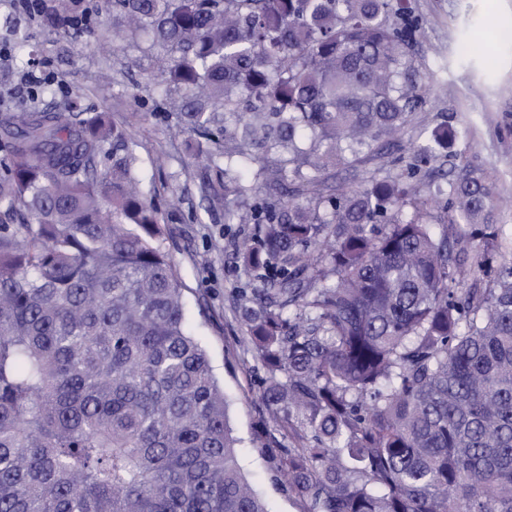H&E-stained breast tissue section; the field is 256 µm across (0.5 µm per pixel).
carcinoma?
I'll use <instances>...</instances> for the list:
<instances>
[{"label":"carcinoma","instance_id":"carcinoma-1","mask_svg":"<svg viewBox=\"0 0 512 512\" xmlns=\"http://www.w3.org/2000/svg\"><path fill=\"white\" fill-rule=\"evenodd\" d=\"M162 54L170 130L208 158L256 244L246 342L292 432L303 512H512V237L477 169L326 187L401 136L423 100L403 0H108ZM23 64L40 50L15 39ZM122 122L75 105L0 110V512H267L224 391L188 331L165 216ZM275 159L248 180L256 153ZM272 175L286 205L259 195Z\"/></svg>","mask_w":512,"mask_h":512}]
</instances>
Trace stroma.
Wrapping results in <instances>:
<instances>
[{
    "mask_svg": "<svg viewBox=\"0 0 512 512\" xmlns=\"http://www.w3.org/2000/svg\"><path fill=\"white\" fill-rule=\"evenodd\" d=\"M419 23L409 58L429 85L411 125L384 155L369 156L350 170L330 172V183L364 186L380 171L398 172L419 128L452 123L454 146L423 170L429 186H447L470 165L495 183L502 204L500 224H512V0H406ZM85 22L72 26L71 20ZM26 31L41 50L40 68L51 94L24 90L27 75L12 51L13 28ZM0 102L50 108L75 100L91 112L128 120L139 144L140 175L155 186L159 206L175 200L164 246L183 283L189 327L206 349L224 387L230 424L240 440L239 464L268 512H301L300 500L277 469L276 441L283 434L270 421L260 394L265 370L253 357L238 315V291L249 276L236 260L253 242L250 224L225 223L223 205L205 192L206 160L193 154L187 137L171 138L175 95L158 91L159 50L146 36L121 33L106 0H44L29 18L0 0ZM139 67H129V59Z\"/></svg>",
    "mask_w": 512,
    "mask_h": 512,
    "instance_id": "obj_1",
    "label": "stroma"
}]
</instances>
